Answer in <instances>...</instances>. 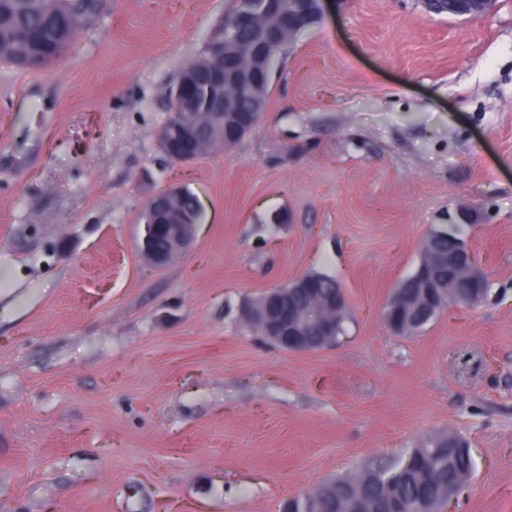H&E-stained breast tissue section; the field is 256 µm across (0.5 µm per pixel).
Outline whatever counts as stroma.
Instances as JSON below:
<instances>
[{
  "mask_svg": "<svg viewBox=\"0 0 512 512\" xmlns=\"http://www.w3.org/2000/svg\"><path fill=\"white\" fill-rule=\"evenodd\" d=\"M228 0H112L56 64L0 56V512H282L427 436L471 448L441 512H512V0H323L261 122L176 164L154 133ZM199 216L143 260L149 198ZM437 230L486 272L412 336L382 311ZM321 273L332 345L287 352L245 302ZM456 13L459 17L482 18L493 13L498 0H459ZM190 193L179 187L168 188L153 195L142 214L140 251L149 264L164 267L180 255L193 240V230L197 223V207L193 211L179 212L178 199L184 209L193 207ZM159 241L163 247L158 245Z\"/></svg>",
  "mask_w": 512,
  "mask_h": 512,
  "instance_id": "stroma-1",
  "label": "stroma"
}]
</instances>
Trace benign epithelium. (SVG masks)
Returning <instances> with one entry per match:
<instances>
[{
  "label": "benign epithelium",
  "mask_w": 512,
  "mask_h": 512,
  "mask_svg": "<svg viewBox=\"0 0 512 512\" xmlns=\"http://www.w3.org/2000/svg\"><path fill=\"white\" fill-rule=\"evenodd\" d=\"M497 4L498 0H460L457 14L482 18L493 13ZM228 14L224 34L211 39L208 46L212 57L205 68L208 78L201 79L202 70L194 66L185 70L174 91V99L181 107L179 122L163 125L156 132L158 147L170 161L189 163L211 148L228 151L238 144L250 127L239 120V99L227 90L246 88L252 93L253 108L265 109L261 92L272 83V60L284 42L290 43L308 31L304 23L296 20L299 10L285 8L282 0H231ZM260 27L265 28L261 46L240 48L239 35ZM226 54L242 59L243 64L235 69L220 68L219 60ZM203 96L224 100V116L207 141L198 125L203 116L199 112ZM187 195L189 192L184 189L172 187L148 200L142 214L140 251L149 264L164 267L192 243L197 211L178 210L179 197ZM446 237V232H435L426 241L415 275L418 286L451 289L458 280L484 284L486 274L464 244L457 243L454 252L443 255L438 242ZM445 261L448 281L443 284L436 282L431 273ZM346 306L345 294H329L317 281L303 275L292 281L289 289L275 288L258 301L247 303L244 314L264 338L276 341L281 349L305 352L334 342L338 320Z\"/></svg>",
  "instance_id": "benign-epithelium-1"
}]
</instances>
